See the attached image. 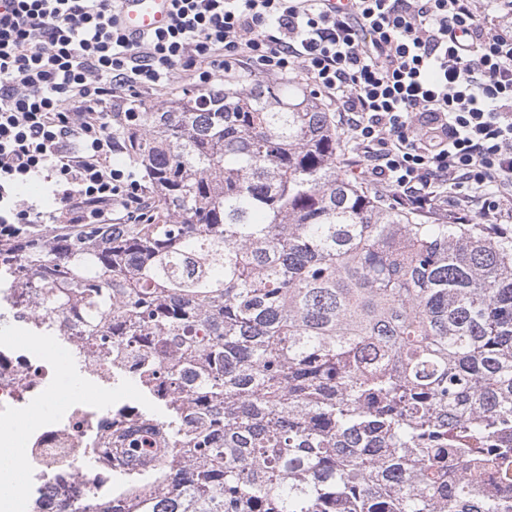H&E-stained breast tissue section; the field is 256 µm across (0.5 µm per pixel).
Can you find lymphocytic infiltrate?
Masks as SVG:
<instances>
[{
  "instance_id": "1",
  "label": "lymphocytic infiltrate",
  "mask_w": 512,
  "mask_h": 512,
  "mask_svg": "<svg viewBox=\"0 0 512 512\" xmlns=\"http://www.w3.org/2000/svg\"><path fill=\"white\" fill-rule=\"evenodd\" d=\"M120 0H0V235L108 224L143 205L114 166L112 115L180 81L303 78L334 102L359 173L413 213L470 221L512 204V32L497 0H174L131 37ZM54 187L56 209L20 185Z\"/></svg>"
}]
</instances>
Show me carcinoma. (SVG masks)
I'll return each mask as SVG.
<instances>
[{
	"instance_id": "cac0c4a2",
	"label": "carcinoma",
	"mask_w": 512,
	"mask_h": 512,
	"mask_svg": "<svg viewBox=\"0 0 512 512\" xmlns=\"http://www.w3.org/2000/svg\"><path fill=\"white\" fill-rule=\"evenodd\" d=\"M113 130L149 189L140 219L0 237V289L38 302L35 327L70 317L158 402L142 422L168 454L126 468L117 409L100 447L163 488L91 512H512L505 229L382 203L293 80Z\"/></svg>"
}]
</instances>
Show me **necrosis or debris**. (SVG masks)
I'll return each instance as SVG.
<instances>
[{
    "instance_id": "obj_1",
    "label": "necrosis or debris",
    "mask_w": 512,
    "mask_h": 512,
    "mask_svg": "<svg viewBox=\"0 0 512 512\" xmlns=\"http://www.w3.org/2000/svg\"><path fill=\"white\" fill-rule=\"evenodd\" d=\"M53 358L34 352L26 344L13 342L0 348V420H9L35 400H51ZM55 418L22 429L14 443L22 450L27 482L21 485V507L11 512H33L27 498L30 482H37L44 498L58 501L66 512H84L94 498L112 495V476L98 468L85 471L87 460L96 458L97 444L107 433L111 410L102 404L76 397L61 402Z\"/></svg>"
}]
</instances>
